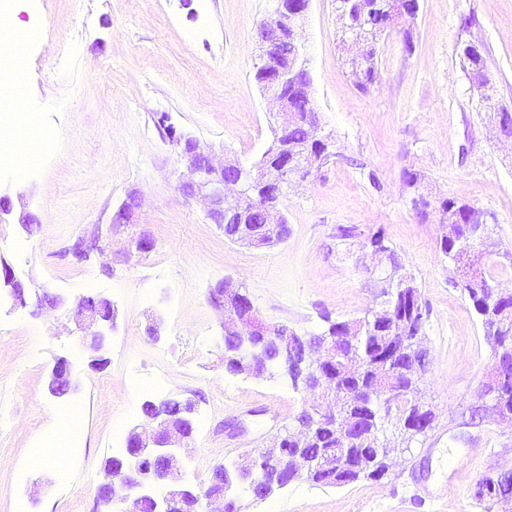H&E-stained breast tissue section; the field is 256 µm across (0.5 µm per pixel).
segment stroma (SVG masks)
<instances>
[{
	"label": "stroma",
	"instance_id": "1",
	"mask_svg": "<svg viewBox=\"0 0 512 512\" xmlns=\"http://www.w3.org/2000/svg\"><path fill=\"white\" fill-rule=\"evenodd\" d=\"M403 36L377 46L379 80L357 90L339 46L336 0H311L301 38L311 99L335 154L280 201L289 234L275 245L230 242L203 203L179 188L184 163L158 126L216 155L257 162L273 137L274 107L256 84L257 29L274 0H11L40 38L23 55L24 96L49 135L31 165L5 159L0 195V265L28 288L26 306L0 297V512H96L113 438L144 425L148 393L135 373L166 372V398L196 404L195 441L184 478L202 490L215 467L273 445L306 399L280 376L224 368L222 315L209 299L232 280L266 321L310 334L323 315L343 321L381 301L369 237L383 232L428 311L421 389L436 413L432 436L398 457L389 474L343 488L294 482L244 512H512L480 502L475 483L512 470V425L471 420L492 362L477 316L452 283L440 251L448 231L414 201L464 199L494 217L487 237L512 252V146L497 140L492 112L463 62L478 46L495 100L512 106V0H419ZM419 177L408 186L406 173ZM138 197L129 223L112 218ZM33 218L18 224L20 214ZM352 228L339 237V227ZM98 248L80 260L81 239ZM152 241L139 252L132 240ZM62 297L52 308L42 292ZM111 299L117 319L107 363L89 365L72 310L80 297ZM77 381L49 395L56 357ZM75 404L85 431L69 456L29 459L52 445L59 415ZM488 443H481V436ZM455 481L442 483L445 469ZM437 489L418 502L416 487Z\"/></svg>",
	"mask_w": 512,
	"mask_h": 512
}]
</instances>
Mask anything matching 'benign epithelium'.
I'll return each mask as SVG.
<instances>
[{
	"label": "benign epithelium",
	"instance_id": "7a95c632",
	"mask_svg": "<svg viewBox=\"0 0 512 512\" xmlns=\"http://www.w3.org/2000/svg\"><path fill=\"white\" fill-rule=\"evenodd\" d=\"M310 0H276L268 18L259 26L257 38L261 49L257 68L264 70L262 89L274 103L281 122L274 129L271 144L263 153L262 161L249 170L247 181L238 177L240 161L225 157L217 158L204 150L195 139L190 140L191 149L180 153L186 161L182 173V192L192 198H200L208 208V216L215 224H234L241 212L249 210L256 214L258 223L272 225L282 221L278 210L281 195L291 186L308 178L317 170L323 157L307 154L299 160H288V131L301 120V114L288 105V86L301 87L308 91L311 79L304 65L297 59L280 63V54L289 44L298 45L297 29L306 19ZM382 12L387 15V28L393 30L406 19L416 18L419 7H407V0H385ZM462 55L470 64L469 73L474 83L488 81V75L480 51L468 45ZM3 287L9 290L16 303L25 305V287L11 269L3 267ZM210 299L216 308L224 311V336L234 337L242 354L238 367L249 370L255 357V337L261 336L268 345L278 351V356L288 359V340L277 324L257 321L251 299L242 295L236 299L224 293V284L211 291ZM112 302L104 297L96 300H82L76 311L78 326L83 331L80 342L92 352L100 353L109 345V332L115 322ZM301 361L310 365V373L303 380L301 388L308 391L321 387L316 371L324 364L336 359V339H324L318 343L301 342L297 346ZM507 366L494 365L493 374L488 378L477 398L475 413L500 420H512V411L498 405L502 393L504 374ZM74 377L69 361L60 357L51 370L48 389L51 395L63 397L69 393ZM145 417L154 424L152 433L142 435L138 428L129 430L126 437V453L114 458L119 463L118 475L122 476L120 489H114V482L102 484L97 497L107 500L118 512H142L145 503L152 505V512H178L188 501L201 509L209 503L224 501V512L237 507L236 499L229 496L230 485L222 482L201 497L196 490L182 480L181 454L187 449L195 432L194 403L184 404L182 415L174 420L160 411L143 410ZM323 419L342 433L351 430L348 415L342 408ZM254 462L247 458L238 463L236 483L251 498H258L257 487L250 483Z\"/></svg>",
	"mask_w": 512,
	"mask_h": 512
}]
</instances>
